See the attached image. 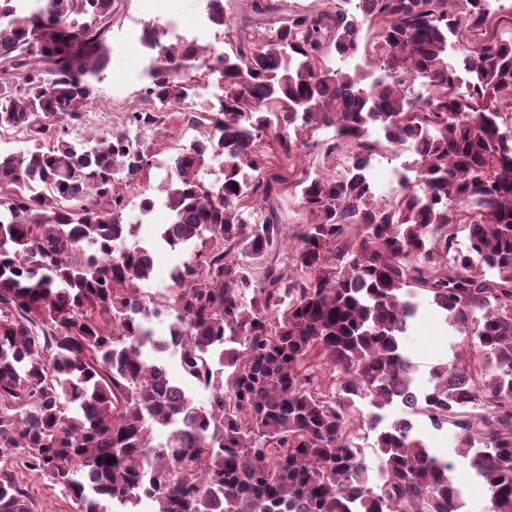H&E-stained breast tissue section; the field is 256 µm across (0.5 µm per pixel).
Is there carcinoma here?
Returning <instances> with one entry per match:
<instances>
[{
	"label": "carcinoma",
	"instance_id": "cac0c4a2",
	"mask_svg": "<svg viewBox=\"0 0 512 512\" xmlns=\"http://www.w3.org/2000/svg\"><path fill=\"white\" fill-rule=\"evenodd\" d=\"M35 2L0 0V67L21 79L0 88V132L26 136L0 152V512H32L20 467L77 512H463L451 465L412 423L380 426L406 392L431 428L457 429L485 512H512V136L498 124L512 110V39L499 35L512 16L489 0H336L256 37L209 0L228 50L149 34L152 112L81 141L113 0ZM207 52L224 95L201 102L191 71ZM333 55L367 66L342 71ZM419 74L435 94L412 99L401 86ZM185 102L199 137L169 158L171 221L155 237L189 255L161 304L142 288L152 251L126 245L137 225L117 188L153 166L132 131ZM321 128L337 133L322 159L343 153L347 168L309 161ZM405 140L419 185L381 202L370 161ZM287 187L301 230L284 266L254 265L282 246ZM420 293L460 340L418 396L401 338ZM164 308L161 339L150 322Z\"/></svg>",
	"mask_w": 512,
	"mask_h": 512
}]
</instances>
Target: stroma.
Segmentation results:
<instances>
[{
  "instance_id": "1",
  "label": "stroma",
  "mask_w": 512,
  "mask_h": 512,
  "mask_svg": "<svg viewBox=\"0 0 512 512\" xmlns=\"http://www.w3.org/2000/svg\"><path fill=\"white\" fill-rule=\"evenodd\" d=\"M206 13L207 0H114L112 17L104 34L107 63L95 82L97 93L85 109L79 136L88 138L120 126L126 112L147 106L144 89L148 84L146 69L151 63L152 53L144 41L129 40L130 28L144 19L153 20L159 27L174 21L183 28H199L198 44L223 48L224 32L206 24ZM197 135V130L184 124L177 112L164 113L160 121L142 132V139L153 147L157 165L147 178L142 179L140 186L125 192L128 202L126 218L129 223L141 225L138 236L141 243L152 244L153 228L169 221L163 192L167 172L161 166L162 161L174 154L177 148L189 145ZM145 197L154 202L152 210L147 213L139 208L141 199ZM152 246L155 264L144 287L149 293L161 294L170 282L172 268L183 260L184 255L158 244ZM417 303V318L403 343L416 366V387L421 390L427 385L430 370L452 359L453 344L458 335L447 326L438 308L426 296H418ZM412 422L416 428L425 431L433 451L452 464L456 481L467 490L466 512H484L487 491L475 478L468 459L457 453L454 428L429 429L424 417L418 414L413 415ZM21 481L32 502L33 512H74V503L47 477L25 474Z\"/></svg>"
}]
</instances>
